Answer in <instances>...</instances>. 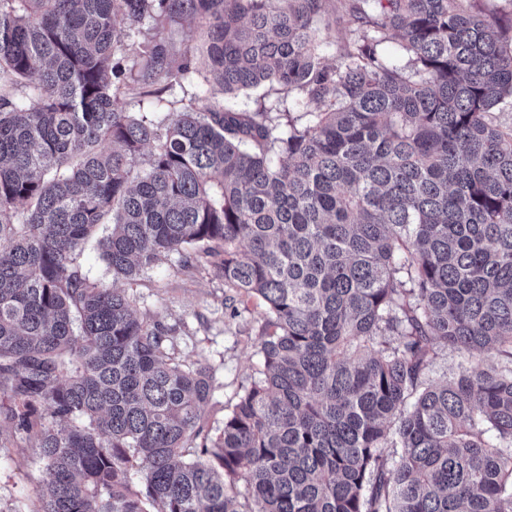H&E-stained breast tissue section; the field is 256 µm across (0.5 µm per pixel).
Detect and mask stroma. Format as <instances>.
Segmentation results:
<instances>
[{
  "instance_id": "stroma-1",
  "label": "stroma",
  "mask_w": 512,
  "mask_h": 512,
  "mask_svg": "<svg viewBox=\"0 0 512 512\" xmlns=\"http://www.w3.org/2000/svg\"><path fill=\"white\" fill-rule=\"evenodd\" d=\"M257 98L254 92L224 95L219 87L203 85L191 73L178 82L158 78L140 109L164 117L192 103L200 108L221 104L241 112L255 109ZM125 289L135 299L137 315L156 316L174 328L179 360L211 367L214 392L205 420L209 430L221 428L238 393L258 376V346L264 329L261 301L241 297L211 271L181 267L174 255ZM45 491L28 443L0 452V512H31Z\"/></svg>"
}]
</instances>
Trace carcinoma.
I'll return each instance as SVG.
<instances>
[{
	"instance_id": "obj_1",
	"label": "carcinoma",
	"mask_w": 512,
	"mask_h": 512,
	"mask_svg": "<svg viewBox=\"0 0 512 512\" xmlns=\"http://www.w3.org/2000/svg\"><path fill=\"white\" fill-rule=\"evenodd\" d=\"M326 2L0 0V448L32 442L36 512H512V17L340 0L328 66ZM190 72L307 110L131 111ZM92 241L116 280L176 254L263 302L217 437L210 367L87 275ZM438 345L479 359L435 381ZM336 1L337 0H329L327 5V15L322 19L321 23L323 26L326 24V20L328 17L331 19V25L329 27V30H322L323 34L328 37V40L333 43L323 52V59L325 63L329 65L336 64V47L339 43L343 41L346 33L343 28L336 26V24L332 22V18L334 17V14L339 6L338 2ZM201 24L198 19L194 22L181 21L178 24L166 25L164 36L176 52L182 53L193 50L200 42Z\"/></svg>"
}]
</instances>
